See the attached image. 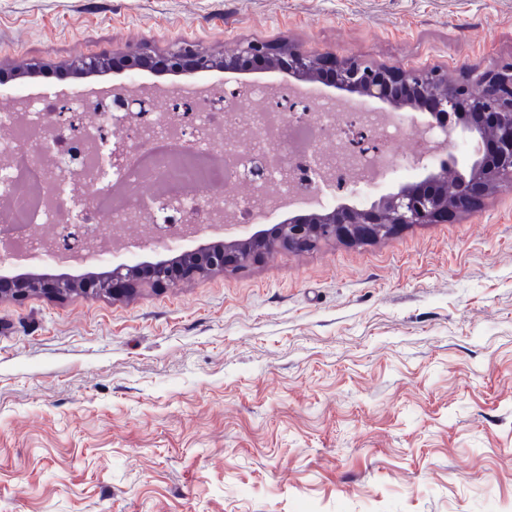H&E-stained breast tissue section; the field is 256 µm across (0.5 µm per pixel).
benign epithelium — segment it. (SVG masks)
Masks as SVG:
<instances>
[{
	"mask_svg": "<svg viewBox=\"0 0 512 512\" xmlns=\"http://www.w3.org/2000/svg\"><path fill=\"white\" fill-rule=\"evenodd\" d=\"M112 61L115 70L129 71L133 78L143 68L160 67L174 74L223 69L246 73L255 69L284 72L300 81H326L368 99L387 103L418 97L419 108L432 114L457 112L464 116V129L476 134L478 142L469 175L444 166L443 173L430 172L419 182L404 183L398 190L368 208L340 205L322 211L296 214L268 232L246 239L213 242L180 256L185 274L198 278L206 270L224 271L256 261L273 251H302L322 240H376L389 236L393 227L431 224L454 209H468L475 201L502 186L512 189V66L490 69L481 74L483 92L471 95L463 85L448 82L436 67L422 69L367 65L356 59L312 54L297 44L243 40L223 55L209 53L194 44L181 43L151 56L128 52L111 59L83 56L72 62L75 69H94ZM177 281L171 262L154 266L129 267L114 271L112 298H122L146 284L161 288ZM97 293L89 280L64 284L36 282L29 276L0 279V299L47 295L63 298Z\"/></svg>",
	"mask_w": 512,
	"mask_h": 512,
	"instance_id": "7a95c632",
	"label": "benign epithelium"
}]
</instances>
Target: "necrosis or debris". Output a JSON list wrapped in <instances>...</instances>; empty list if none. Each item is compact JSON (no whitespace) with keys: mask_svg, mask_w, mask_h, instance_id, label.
Wrapping results in <instances>:
<instances>
[{"mask_svg":"<svg viewBox=\"0 0 512 512\" xmlns=\"http://www.w3.org/2000/svg\"><path fill=\"white\" fill-rule=\"evenodd\" d=\"M98 119L87 122L76 116L73 123L57 120L59 102L54 96L40 97L22 116L0 114V127L9 137L0 139V183L9 184L6 209L9 218L0 222V236H8L12 250L25 258L62 261L64 253L82 252L100 262L109 254L98 244L114 234V227L136 220L148 200L143 186L167 198L168 209L156 212L157 224H199L222 227L235 235L269 213V197L285 199L308 185L325 182L335 195L359 188L370 192L376 182L361 169L355 154L347 149L361 126L372 125L381 145L397 136L395 125L378 123L374 113L336 112L329 105L308 110L306 103L291 101L290 111L267 106L260 112H228L223 96H215L207 111L188 113L178 131L163 128L156 113L144 112L135 119L124 112L110 95H100ZM137 130L144 150L161 142L184 141L209 153L223 150L224 172H198L187 191L171 186L170 174L183 157L175 151L157 155L150 168L127 165L121 171L104 169L102 158L116 145V128ZM334 132L336 151L320 152L327 132ZM249 186L251 207L234 208L230 221L207 205L204 194L226 182ZM122 190L119 204L108 205V186ZM78 196V203H49L55 194Z\"/></svg>","mask_w":512,"mask_h":512,"instance_id":"obj_1","label":"necrosis or debris"}]
</instances>
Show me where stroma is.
<instances>
[{
	"instance_id": "stroma-1",
	"label": "stroma",
	"mask_w": 512,
	"mask_h": 512,
	"mask_svg": "<svg viewBox=\"0 0 512 512\" xmlns=\"http://www.w3.org/2000/svg\"><path fill=\"white\" fill-rule=\"evenodd\" d=\"M285 38L457 79L512 65V0H0V112L86 96L78 56ZM424 145L404 122L383 193ZM0 512H512V190L125 300L0 301Z\"/></svg>"
}]
</instances>
